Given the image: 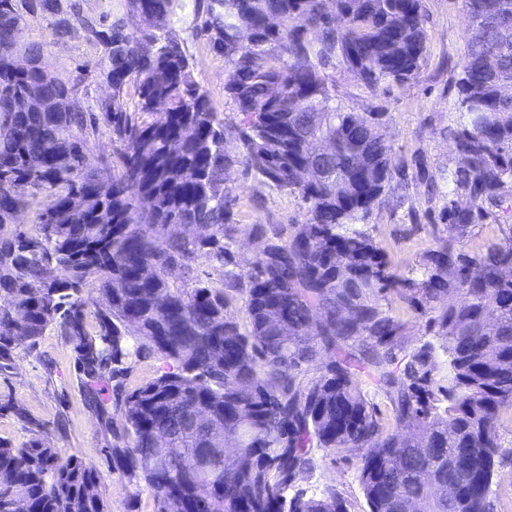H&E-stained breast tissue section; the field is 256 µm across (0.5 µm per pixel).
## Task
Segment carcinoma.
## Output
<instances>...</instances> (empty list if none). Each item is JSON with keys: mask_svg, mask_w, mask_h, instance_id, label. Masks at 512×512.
<instances>
[{"mask_svg": "<svg viewBox=\"0 0 512 512\" xmlns=\"http://www.w3.org/2000/svg\"><path fill=\"white\" fill-rule=\"evenodd\" d=\"M327 0H210L207 31L224 54V88L243 116L241 149L224 145V125L192 79L178 41L165 31L183 0H126L144 28L126 18L102 30L112 38V118L117 171L85 152L81 101L59 110H16L9 93L41 84L48 99L75 90L42 63L11 69L16 0H0V361L30 349L50 327L72 345L86 397L112 424V382L132 356L167 366L120 399L131 444L112 460L139 474L156 512H348L333 486L288 496L313 464L312 450L355 451L368 512H495L492 485L512 460L495 425L512 413V224L485 250H465L468 229L488 207L512 212V0H462L471 19L458 80V117L448 126L460 157L448 171L452 194L441 219L448 237L423 259L417 278L397 274L369 232L373 210L397 175L378 112L332 104L328 70L342 66L369 91L400 85L426 48L421 0H332L347 17L336 27ZM67 35L79 14L61 0H27ZM314 37H307L308 33ZM136 86L137 115L123 90ZM169 107L153 119L154 103ZM45 158L39 172L30 156ZM237 164L269 184L298 192L307 220L266 230L251 268L237 269L224 224L225 184ZM32 188L69 218L38 214L34 230L15 223ZM173 224H189L179 235ZM211 229L195 236L193 227ZM208 249L223 267L222 287L188 274ZM86 289L105 298L90 311ZM245 299L247 328L229 319ZM425 318L429 339L404 344V325L381 301L389 295ZM451 294L458 305L446 303ZM97 321L86 326L89 313ZM319 363L303 378L302 366ZM366 376L392 404V426L360 387ZM172 457L155 460L157 433ZM93 465L36 438L0 439V512H105Z\"/></svg>", "mask_w": 512, "mask_h": 512, "instance_id": "carcinoma-1", "label": "carcinoma"}]
</instances>
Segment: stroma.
<instances>
[{"label": "stroma", "mask_w": 512, "mask_h": 512, "mask_svg": "<svg viewBox=\"0 0 512 512\" xmlns=\"http://www.w3.org/2000/svg\"><path fill=\"white\" fill-rule=\"evenodd\" d=\"M73 1L80 7L81 21L71 36L57 39L49 21L28 13L20 40L40 44L43 62L51 71L76 79L84 108L95 116L83 136L86 152L110 162L118 140L102 113L112 98L99 65L104 48L87 35L83 24L125 16V0H62L66 5ZM207 3L184 0L169 28L189 60L193 79L224 122L228 150L234 151L240 145V116L224 90V57L204 30ZM422 5L426 52L414 78L372 93L348 70L330 73L337 106L348 112L382 113L395 163L405 170V178L393 180L388 202L374 210L369 224L386 258L407 277L419 274L426 253L447 234L440 220L448 203L446 175L459 163L448 127L456 118L457 83L469 26L461 0H422ZM226 186L233 197L227 221L235 228L233 249L240 270L249 269L263 245L255 232L257 225L287 228L307 219V206L298 194L268 186L253 171L232 168ZM18 406L26 410L28 421L17 417ZM34 422L46 427L44 439L59 453L89 462L104 474L99 493L106 512H155L153 490L112 461L111 448L125 432L121 408L113 407L111 426L102 424L86 401L71 344L53 328L34 349L15 351L7 367L0 369V438L16 445L28 442L34 437L30 430ZM328 485L342 494L350 512H367L351 451L317 449L313 468L300 474L292 489L311 496Z\"/></svg>", "instance_id": "obj_1"}]
</instances>
